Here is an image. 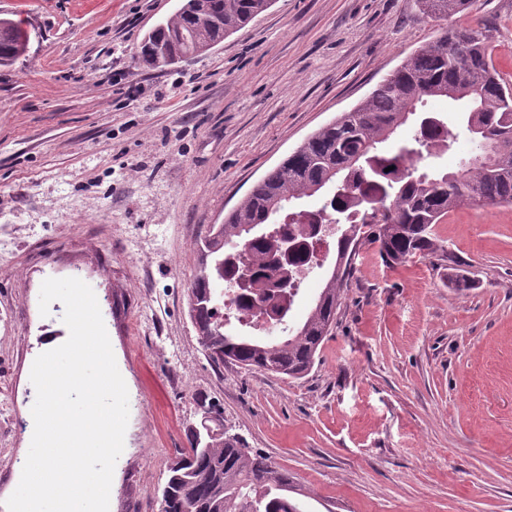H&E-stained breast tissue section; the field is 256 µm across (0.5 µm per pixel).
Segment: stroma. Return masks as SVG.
Segmentation results:
<instances>
[{
	"instance_id": "1",
	"label": "stroma",
	"mask_w": 512,
	"mask_h": 512,
	"mask_svg": "<svg viewBox=\"0 0 512 512\" xmlns=\"http://www.w3.org/2000/svg\"><path fill=\"white\" fill-rule=\"evenodd\" d=\"M180 0H0L26 57L0 68V512L30 447L36 357L64 332L41 284L94 291L129 394L109 512H160L197 400L305 489L302 512H512V207L436 232L474 281L363 247L299 379L215 365L189 315L197 247L309 134L357 105L440 22L415 0H275L209 52L139 66ZM512 78V0H473Z\"/></svg>"
}]
</instances>
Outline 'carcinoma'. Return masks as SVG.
Here are the masks:
<instances>
[{
  "label": "carcinoma",
  "mask_w": 512,
  "mask_h": 512,
  "mask_svg": "<svg viewBox=\"0 0 512 512\" xmlns=\"http://www.w3.org/2000/svg\"><path fill=\"white\" fill-rule=\"evenodd\" d=\"M274 0H182L180 7L151 28L137 46L140 65L172 66L210 51L224 38L268 10ZM419 11L446 20L467 11L472 0H416ZM28 52L21 21L0 17V68H9ZM427 98L463 101V119L478 152L457 172H418V164L448 146L453 133L435 118L436 132L426 134ZM417 128L412 143L395 151L383 148L409 120ZM393 170L386 171V168ZM334 186L313 210L336 225V264L306 319L275 342L226 331L231 313L217 317L220 283H231L227 268L237 264L241 288H281L283 257L304 261L302 250L285 254L276 224L300 222L308 211L294 203ZM378 208H366L367 194ZM512 204V81L498 70L488 30L478 26L445 29L440 37L409 54L350 112L308 136L261 178L211 226L198 246L200 261L190 290V316L198 336L224 354V360L249 369L291 378L307 374L324 338L336 323L341 295L360 246H376L394 267L415 257L448 263V283L469 288L438 239L435 226L458 206ZM162 491L169 512H207L220 500L224 512H302L288 498L293 481L269 455L249 450L226 431L192 433L190 448L171 463Z\"/></svg>",
  "instance_id": "obj_1"
}]
</instances>
